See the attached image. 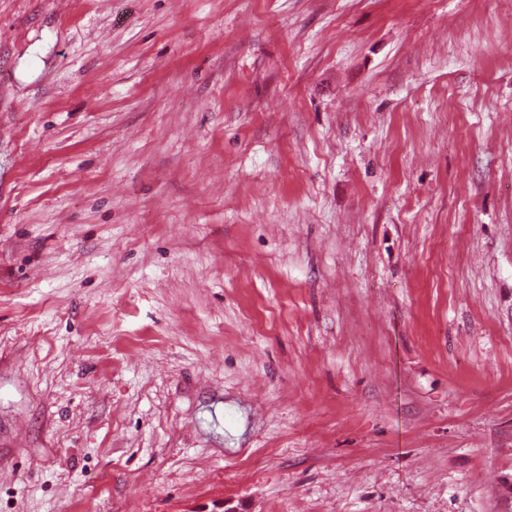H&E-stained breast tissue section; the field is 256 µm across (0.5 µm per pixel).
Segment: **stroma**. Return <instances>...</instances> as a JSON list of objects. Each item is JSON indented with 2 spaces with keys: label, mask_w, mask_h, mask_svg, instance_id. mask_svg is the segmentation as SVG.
I'll return each mask as SVG.
<instances>
[{
  "label": "stroma",
  "mask_w": 512,
  "mask_h": 512,
  "mask_svg": "<svg viewBox=\"0 0 512 512\" xmlns=\"http://www.w3.org/2000/svg\"><path fill=\"white\" fill-rule=\"evenodd\" d=\"M512 512L503 0H0V512Z\"/></svg>",
  "instance_id": "35a3bbf8"
}]
</instances>
